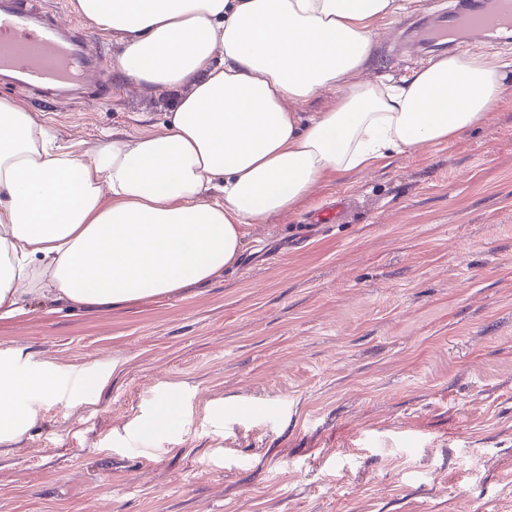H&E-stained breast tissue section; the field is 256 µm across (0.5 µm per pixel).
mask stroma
<instances>
[{
	"label": "stroma",
	"instance_id": "1",
	"mask_svg": "<svg viewBox=\"0 0 512 512\" xmlns=\"http://www.w3.org/2000/svg\"><path fill=\"white\" fill-rule=\"evenodd\" d=\"M383 21L361 77L427 65ZM53 108L57 145L161 131L175 93L124 77ZM237 267L181 294L87 313L28 296L0 354L52 374L0 444V512H512V88L447 147L396 155L249 228ZM105 380L96 390L94 378ZM178 423L147 435L168 404Z\"/></svg>",
	"mask_w": 512,
	"mask_h": 512
}]
</instances>
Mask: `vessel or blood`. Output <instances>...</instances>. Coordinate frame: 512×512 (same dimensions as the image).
Masks as SVG:
<instances>
[{
  "mask_svg": "<svg viewBox=\"0 0 512 512\" xmlns=\"http://www.w3.org/2000/svg\"><path fill=\"white\" fill-rule=\"evenodd\" d=\"M461 31L487 37L512 33V0H463L460 8L429 12L418 46L439 50ZM102 57L77 20H59L42 0H0V85L55 102L84 93L111 97L101 80Z\"/></svg>",
  "mask_w": 512,
  "mask_h": 512,
  "instance_id": "vessel-or-blood-1",
  "label": "vessel or blood"
}]
</instances>
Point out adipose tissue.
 Here are the masks:
<instances>
[{
  "label": "adipose tissue",
  "mask_w": 512,
  "mask_h": 512,
  "mask_svg": "<svg viewBox=\"0 0 512 512\" xmlns=\"http://www.w3.org/2000/svg\"><path fill=\"white\" fill-rule=\"evenodd\" d=\"M121 35L119 70L179 97L162 133L122 131L89 157L55 148L0 97V321L51 292L91 311L179 293L232 268L247 228L315 187L487 122L512 63L463 49L394 81H357L402 0H77ZM332 89L336 102L296 104ZM57 379L0 359V443Z\"/></svg>",
  "instance_id": "obj_1"
}]
</instances>
